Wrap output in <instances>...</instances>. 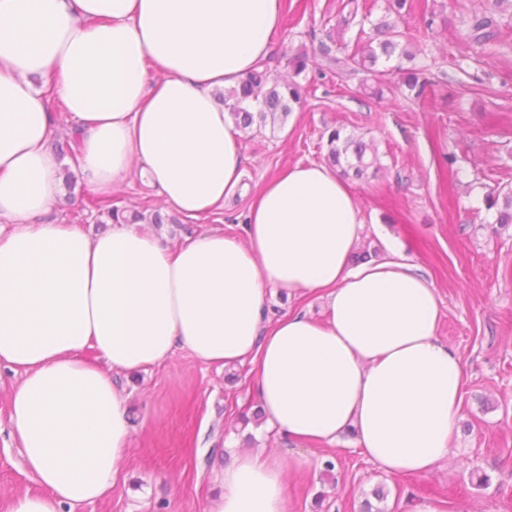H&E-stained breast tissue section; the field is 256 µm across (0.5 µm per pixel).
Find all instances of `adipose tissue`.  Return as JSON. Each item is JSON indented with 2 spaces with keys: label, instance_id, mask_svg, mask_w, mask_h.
I'll list each match as a JSON object with an SVG mask.
<instances>
[{
  "label": "adipose tissue",
  "instance_id": "ef3b65f1",
  "mask_svg": "<svg viewBox=\"0 0 512 512\" xmlns=\"http://www.w3.org/2000/svg\"><path fill=\"white\" fill-rule=\"evenodd\" d=\"M282 0H0V367L22 373L11 435L42 491L0 512L105 499L131 441L113 377L186 347L221 369L256 365L264 418L298 443L353 431L391 476L447 460L461 360L440 341L438 294L397 250L351 267L364 224L327 166L266 183L246 239L217 227L175 247L137 224L92 236L53 215L60 124L96 194L131 175L182 214L224 207L241 184V134L216 91L269 56ZM319 293L328 316L266 321L267 289ZM94 359H86V351ZM301 454L234 451L206 512H287Z\"/></svg>",
  "mask_w": 512,
  "mask_h": 512
}]
</instances>
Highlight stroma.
Instances as JSON below:
<instances>
[{
    "label": "stroma",
    "mask_w": 512,
    "mask_h": 512,
    "mask_svg": "<svg viewBox=\"0 0 512 512\" xmlns=\"http://www.w3.org/2000/svg\"><path fill=\"white\" fill-rule=\"evenodd\" d=\"M344 0H283L281 25L265 65L273 76L288 73L285 49L305 52L299 82L302 104L275 130L243 133L242 189L223 211L198 220L163 225L162 243L219 224L243 238L247 211L263 183L296 164L322 162L326 132L339 127L378 151L381 169L351 180L365 220L361 251L384 259L399 245L437 290L439 339L461 360L464 399L458 432L447 461L426 476H390L364 456L353 436L336 444L302 447L312 470L288 484L287 512H359L376 486H385L390 512H411L431 497L447 512H512V224L501 226L472 191L512 187V10L497 13L504 44L488 49L468 38L473 15L493 0H433L438 17L425 29L419 14L399 26L418 61L427 63L435 95L408 98L397 83L379 97L364 93L371 75H319V53ZM455 155L462 183L449 187L443 167ZM21 373L0 367V499L37 493L41 487L22 464L11 436L8 403ZM127 396L134 430L121 477L109 497L74 512H206L229 461L226 438L246 447L288 452L287 437L261 425H242V414L259 405L250 364L234 375L176 349L161 364L116 377ZM336 459L327 482L321 458ZM485 474L479 487L471 474Z\"/></svg>",
    "instance_id": "1"
}]
</instances>
